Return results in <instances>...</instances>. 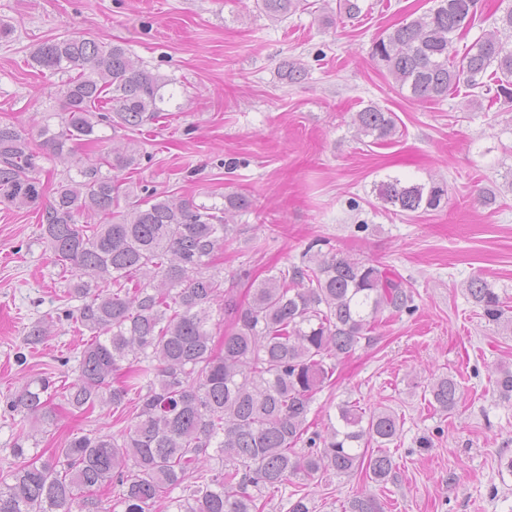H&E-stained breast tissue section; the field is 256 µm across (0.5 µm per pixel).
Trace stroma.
I'll return each instance as SVG.
<instances>
[{
	"instance_id": "obj_1",
	"label": "stroma",
	"mask_w": 512,
	"mask_h": 512,
	"mask_svg": "<svg viewBox=\"0 0 512 512\" xmlns=\"http://www.w3.org/2000/svg\"><path fill=\"white\" fill-rule=\"evenodd\" d=\"M274 21L253 0H0V121L30 128L35 113L59 105L60 76L33 68L41 41L77 34L125 45L134 59L175 81L182 111L134 132L145 155L130 171L145 185L196 203L247 196L248 211L227 214L233 229L217 255L225 287L245 294L242 271L257 279L300 263L309 242L395 271L414 295L412 311L382 313L373 339L341 359L309 415L322 429L344 400L392 410L400 421L389 453L395 477L379 485L355 475H321L304 485L315 512H342L367 494L384 512H512V404L495 379L512 368V326L489 323L466 291L484 277L512 318V104L405 97L371 55L386 29L434 0H359V17L337 0ZM307 76L288 83L284 60ZM395 113L398 133L377 145L352 117L367 105ZM431 179L447 197L438 210L405 216L386 209V177ZM496 202L485 205L484 196ZM74 278L57 266L35 213L0 205V401L45 369L74 381L87 331L56 319ZM49 317L44 343L28 328ZM455 376L462 399L436 411L429 389ZM111 414H62L38 451L76 433H113Z\"/></svg>"
}]
</instances>
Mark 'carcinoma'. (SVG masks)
Instances as JSON below:
<instances>
[{
  "label": "carcinoma",
  "instance_id": "1",
  "mask_svg": "<svg viewBox=\"0 0 512 512\" xmlns=\"http://www.w3.org/2000/svg\"><path fill=\"white\" fill-rule=\"evenodd\" d=\"M478 0H436V6L396 25L373 46L387 76L413 99L438 100L465 87L491 102L512 103V5L497 26L465 46L453 42L471 28ZM301 0H255L268 17H288ZM33 66L61 74L60 110L44 115L31 134L0 122V203L36 212L41 235L75 282L81 301L63 315L92 333L63 399L73 411L109 410L126 426L116 434L76 433L47 458H27L20 435L12 455L22 465L0 473V512H263L267 495L294 480L313 482L330 471L363 474L379 485L393 477L387 445L398 436L396 414L338 405L337 423L309 432L312 403L331 385L336 360L368 339L386 310H410L413 292L384 269L350 256L323 255L316 240L300 265L250 284L240 302L224 290L214 258L230 233L224 214L251 201L224 195V204H197L143 188L137 204L120 210L134 188L115 175L140 165L130 145L90 154L106 141L101 129L136 132L161 117L168 81L133 61L120 44L80 35L48 39ZM288 83L304 66L283 63ZM58 118L53 124L51 120ZM359 135L385 143L396 134L393 113L368 105L352 118ZM66 166L45 199L43 161ZM446 190L435 181L398 176L380 183L379 198L410 215L434 211ZM466 290L486 319L500 322L499 294L480 276ZM230 318L221 346L210 328L214 305ZM512 402V369L495 380ZM59 380L46 372L4 401L21 420L53 424ZM429 402L450 412L461 400L452 375L432 383ZM306 446L297 451L298 445ZM179 489L181 495L171 496ZM344 512H383L371 495Z\"/></svg>",
  "mask_w": 512,
  "mask_h": 512
}]
</instances>
